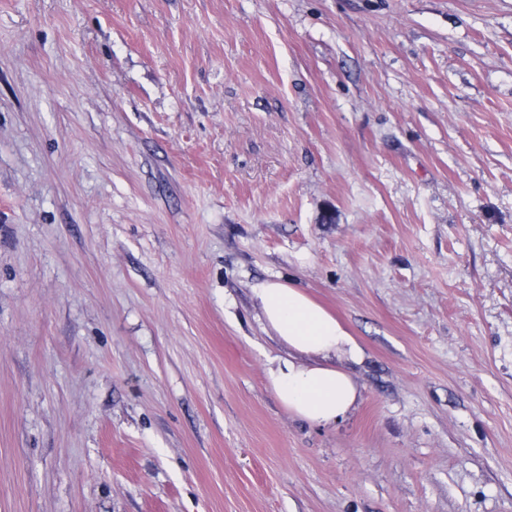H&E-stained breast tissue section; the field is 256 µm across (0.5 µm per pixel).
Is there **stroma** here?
Listing matches in <instances>:
<instances>
[{
	"label": "stroma",
	"instance_id": "1",
	"mask_svg": "<svg viewBox=\"0 0 512 512\" xmlns=\"http://www.w3.org/2000/svg\"><path fill=\"white\" fill-rule=\"evenodd\" d=\"M0 512H512V0H0ZM252 292L266 327L288 347V358H275L267 369L277 400L294 418L336 425L361 398L357 381L340 362L360 363L364 349L348 326L304 288L267 280Z\"/></svg>",
	"mask_w": 512,
	"mask_h": 512
}]
</instances>
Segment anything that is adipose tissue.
I'll use <instances>...</instances> for the list:
<instances>
[{
	"label": "adipose tissue",
	"instance_id": "ef3b65f1",
	"mask_svg": "<svg viewBox=\"0 0 512 512\" xmlns=\"http://www.w3.org/2000/svg\"><path fill=\"white\" fill-rule=\"evenodd\" d=\"M264 323L287 346L271 361L268 384L290 415L318 426L343 420L358 405L360 387L346 368L364 350L348 326L306 290L268 280L253 290Z\"/></svg>",
	"mask_w": 512,
	"mask_h": 512
}]
</instances>
